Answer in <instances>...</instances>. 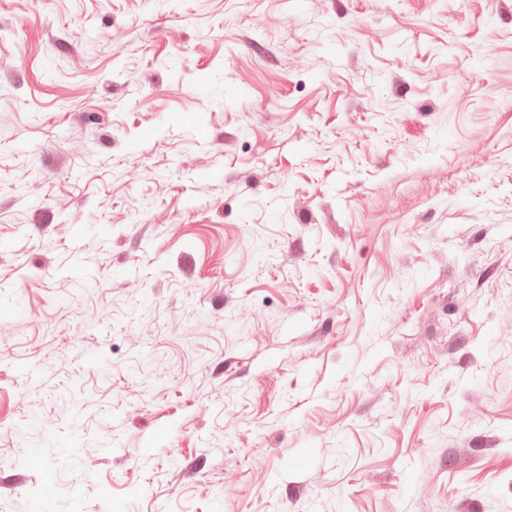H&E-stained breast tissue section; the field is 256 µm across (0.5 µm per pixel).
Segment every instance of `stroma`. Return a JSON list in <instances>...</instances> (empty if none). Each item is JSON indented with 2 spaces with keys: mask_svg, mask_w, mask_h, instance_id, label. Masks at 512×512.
Wrapping results in <instances>:
<instances>
[{
  "mask_svg": "<svg viewBox=\"0 0 512 512\" xmlns=\"http://www.w3.org/2000/svg\"><path fill=\"white\" fill-rule=\"evenodd\" d=\"M0 512H512V0H0Z\"/></svg>",
  "mask_w": 512,
  "mask_h": 512,
  "instance_id": "stroma-1",
  "label": "stroma"
}]
</instances>
